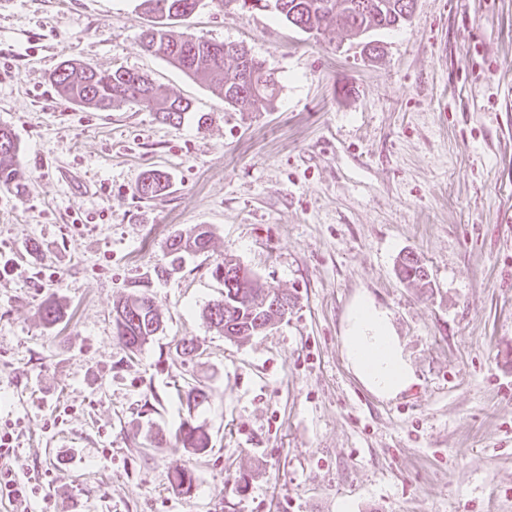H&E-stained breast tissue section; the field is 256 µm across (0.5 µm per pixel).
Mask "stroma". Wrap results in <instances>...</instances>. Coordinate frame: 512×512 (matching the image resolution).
Returning a JSON list of instances; mask_svg holds the SVG:
<instances>
[{"mask_svg":"<svg viewBox=\"0 0 512 512\" xmlns=\"http://www.w3.org/2000/svg\"><path fill=\"white\" fill-rule=\"evenodd\" d=\"M149 24L143 0H0V128L25 175L0 190L18 267L0 277V430L45 487L0 512H512V0H416L374 32L377 56L203 0L175 33L246 45L278 81L274 107L246 111L145 51ZM66 59L148 75L192 110L173 126L70 103L50 79ZM152 169L168 187L139 198ZM199 225L209 251L155 278ZM410 252L431 287L398 278ZM227 255L288 294L272 329L230 340L205 319ZM147 277L162 328L133 354L112 308ZM51 295L68 313L53 327ZM361 296L415 371L392 399L344 354ZM190 383L210 395L192 411ZM189 416L204 453L173 441Z\"/></svg>","mask_w":512,"mask_h":512,"instance_id":"obj_1","label":"stroma"}]
</instances>
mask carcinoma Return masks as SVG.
<instances>
[{
	"label": "carcinoma",
	"instance_id": "carcinoma-1",
	"mask_svg": "<svg viewBox=\"0 0 512 512\" xmlns=\"http://www.w3.org/2000/svg\"><path fill=\"white\" fill-rule=\"evenodd\" d=\"M232 1L248 11L264 8L270 2L286 23L304 32L323 27L341 28L352 38L363 40V50L371 54L379 53V46L367 40L370 33L406 22L413 14L408 5L416 3V0H224V3ZM197 3L198 0H144L152 14V24L142 38L144 49L206 85L228 105L256 102L272 105L276 80L247 48L172 34V25L192 14ZM51 80L66 100L99 110L128 102L172 125L181 124L186 112L191 110V104L181 98L157 97L148 76L121 69L102 73L89 64L65 60L51 74ZM17 154L16 137L11 130L0 128L1 188L11 189L21 184ZM167 184L165 172L150 170L138 184L137 193L145 199L153 198ZM210 241L211 232L204 227L195 228L185 237H174L167 246L166 263L155 270L156 275L178 270L184 254L204 252ZM211 275L223 284L224 294L208 304L204 314L210 324L224 330V336L230 339L252 336L286 314L283 306L290 304L288 295L260 283L233 257L226 256L216 262ZM399 275L422 288L430 285L424 264L413 253L401 258ZM132 288L134 291L112 308V329L125 347L134 352L156 335L161 318L148 295L149 282L135 281ZM41 313L48 326L65 316L63 306L54 299L44 302ZM174 439L193 454L205 452L209 443L208 436L189 420L181 423Z\"/></svg>",
	"mask_w": 512,
	"mask_h": 512
}]
</instances>
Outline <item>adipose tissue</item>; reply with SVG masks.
<instances>
[{
    "label": "adipose tissue",
    "instance_id": "obj_1",
    "mask_svg": "<svg viewBox=\"0 0 512 512\" xmlns=\"http://www.w3.org/2000/svg\"><path fill=\"white\" fill-rule=\"evenodd\" d=\"M343 348L355 375L379 397H396L416 381L386 313L369 300L350 308Z\"/></svg>",
    "mask_w": 512,
    "mask_h": 512
}]
</instances>
